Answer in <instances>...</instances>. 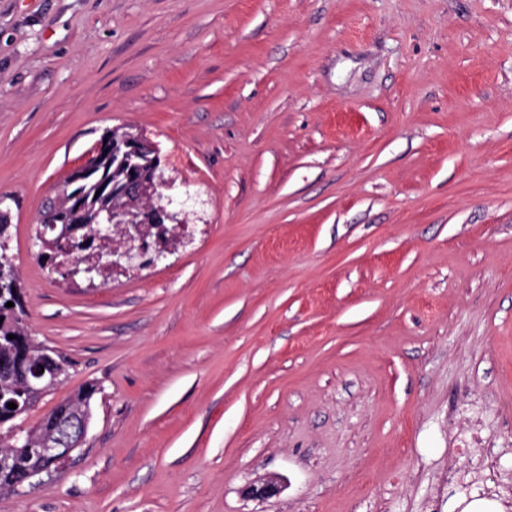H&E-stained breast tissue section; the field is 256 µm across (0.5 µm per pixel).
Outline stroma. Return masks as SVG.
<instances>
[{"label": "stroma", "mask_w": 512, "mask_h": 512, "mask_svg": "<svg viewBox=\"0 0 512 512\" xmlns=\"http://www.w3.org/2000/svg\"><path fill=\"white\" fill-rule=\"evenodd\" d=\"M120 126L178 243L72 284L38 213ZM0 196L70 362L28 424L96 387L0 512H466L489 454L512 481V0H0Z\"/></svg>", "instance_id": "obj_1"}]
</instances>
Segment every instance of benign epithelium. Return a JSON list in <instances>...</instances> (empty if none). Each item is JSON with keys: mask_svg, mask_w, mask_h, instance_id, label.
Listing matches in <instances>:
<instances>
[{"mask_svg": "<svg viewBox=\"0 0 512 512\" xmlns=\"http://www.w3.org/2000/svg\"><path fill=\"white\" fill-rule=\"evenodd\" d=\"M95 166L89 159L74 169L61 188L68 195L67 207L52 209L47 216L50 232H42L35 238L39 253L51 252L59 256L54 268L60 271L67 280L73 282L81 276L92 282L94 277H107L114 271L134 268V260L150 251V262L155 265L171 253L168 244L166 225L155 228L142 223L141 204L153 197L156 187L154 182L145 178H136L112 188V193L127 200L125 207L107 215L105 223L96 225L97 237H111L118 226H123L124 239L120 246L112 248V257L102 260L101 253L93 248L82 252V257L73 258L72 243L77 240L79 232V215L83 212L86 195L91 187ZM67 374L65 364L57 353L46 354L40 366L33 369L32 376L25 377V389L42 393L50 384H58ZM89 422L84 418H70L58 427L57 435L48 439L39 448L30 444L31 427L24 423L3 428L0 422V432H5L9 448L0 452V472L8 471L14 458L26 454L34 458V463L19 479H11L0 485V493L14 492L23 486L33 489L40 482L41 476L49 474L64 466L72 453L80 448L86 438ZM282 484L276 478H266L258 484L248 486L247 494L256 499H266L281 492Z\"/></svg>", "mask_w": 512, "mask_h": 512, "instance_id": "1", "label": "benign epithelium"}]
</instances>
